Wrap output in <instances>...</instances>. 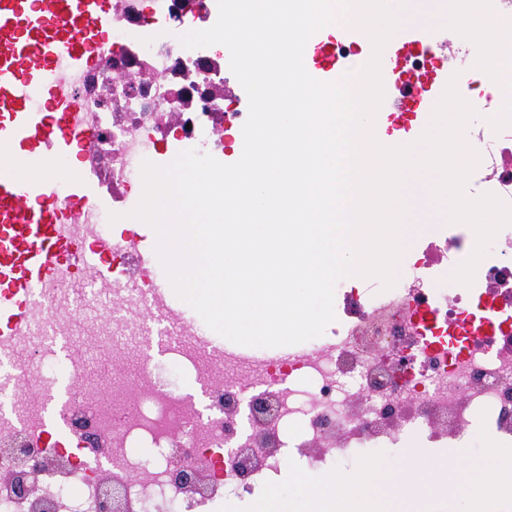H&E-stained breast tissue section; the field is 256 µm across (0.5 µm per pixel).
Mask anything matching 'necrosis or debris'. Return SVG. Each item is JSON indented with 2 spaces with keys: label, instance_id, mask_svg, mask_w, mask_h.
<instances>
[{
  "label": "necrosis or debris",
  "instance_id": "1",
  "mask_svg": "<svg viewBox=\"0 0 512 512\" xmlns=\"http://www.w3.org/2000/svg\"><path fill=\"white\" fill-rule=\"evenodd\" d=\"M110 0L108 29L91 45L97 64L58 72L92 124L85 157L113 202H128L143 161L161 153L194 149L222 155L224 135L242 129L247 114L224 95V57H202L179 40L185 24L213 23L217 0ZM481 154L471 190L512 201V129L469 127ZM136 232L114 234L112 279L105 285L83 270L66 275L51 293L67 319H37L24 328L8 363L26 374L34 359L52 366L58 354L42 332L76 346L66 371L82 378L93 350L73 329L75 319L98 310L112 313L104 332L119 344L133 335L140 312H154L151 276L138 271ZM468 233H441L401 267L396 286L337 291L332 328L279 356L201 351L176 344L174 364L196 374L207 388L211 413L175 394L155 365L143 360L133 383L111 389L82 387L62 419L67 440L37 438L33 428L44 404L32 398L15 420H0V442L20 438L28 447L63 458L37 480L52 512H100L101 479L89 464L97 449L108 452L109 475L118 480L132 512H222L218 490L234 485L228 447L256 460L253 486L277 484L284 463L322 477L364 448L408 456L412 449L457 448L483 435L512 448V226L497 235L491 253L466 288L441 284L472 252ZM152 449L145 457L141 448ZM206 470L213 495L178 490L172 474L181 466ZM80 493H72V484Z\"/></svg>",
  "mask_w": 512,
  "mask_h": 512
}]
</instances>
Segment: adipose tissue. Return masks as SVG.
<instances>
[{"label":"adipose tissue","mask_w":512,"mask_h":512,"mask_svg":"<svg viewBox=\"0 0 512 512\" xmlns=\"http://www.w3.org/2000/svg\"><path fill=\"white\" fill-rule=\"evenodd\" d=\"M440 466L439 460L418 453L397 473L379 463L355 473H337L329 481L292 471L287 486L270 488L255 502L253 512H351L357 501L365 512H380L376 486H385L393 499L420 502L433 494L431 476Z\"/></svg>","instance_id":"obj_1"}]
</instances>
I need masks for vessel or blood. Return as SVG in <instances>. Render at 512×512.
Returning <instances> with one entry per match:
<instances>
[{
    "label": "vessel or blood",
    "mask_w": 512,
    "mask_h": 512,
    "mask_svg": "<svg viewBox=\"0 0 512 512\" xmlns=\"http://www.w3.org/2000/svg\"><path fill=\"white\" fill-rule=\"evenodd\" d=\"M107 0H0V345L19 335L39 310L41 296L58 279L71 255L112 274L106 245H85L69 234L58 209L60 193L73 207L93 213L102 208L90 179L69 181L56 157L76 139L71 115L56 106L62 91L55 75L61 63L90 67V44L104 32ZM434 37L425 21L403 27L382 55L385 100L378 119L410 113L429 116L455 65L416 74L412 53L429 48ZM324 62L307 65L314 79L331 83L347 67L345 55L323 46ZM138 262L156 276L164 317L194 326L190 341L207 349L218 343L200 328L174 293L155 252L139 253Z\"/></svg>",
    "instance_id": "vessel-or-blood-1"
}]
</instances>
